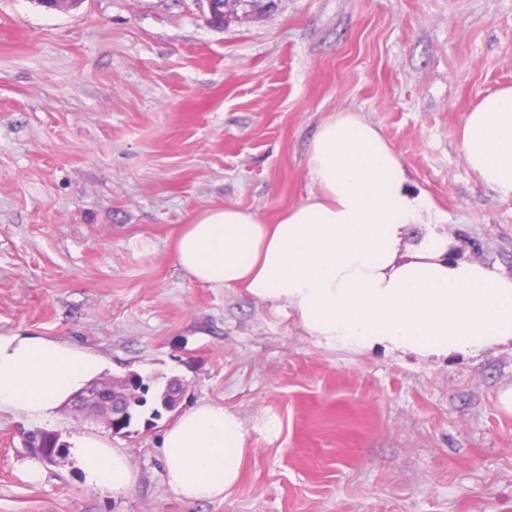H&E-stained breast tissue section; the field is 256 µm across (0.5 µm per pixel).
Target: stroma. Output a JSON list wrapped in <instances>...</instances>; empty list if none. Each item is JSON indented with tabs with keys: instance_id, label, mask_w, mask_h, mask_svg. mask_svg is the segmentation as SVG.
<instances>
[{
	"instance_id": "stroma-1",
	"label": "stroma",
	"mask_w": 512,
	"mask_h": 512,
	"mask_svg": "<svg viewBox=\"0 0 512 512\" xmlns=\"http://www.w3.org/2000/svg\"><path fill=\"white\" fill-rule=\"evenodd\" d=\"M206 16L200 0H0V334L81 346L106 378L183 386L175 410L121 434L70 403L48 422L1 411L0 512H512L511 343L431 359L333 349L171 260L202 209L272 223L305 201L309 143L347 109L447 214L452 256L512 276V200L459 147L467 113L512 85V0H276L221 29ZM203 402L249 436L215 502L176 496L160 451ZM43 432L55 460L28 445ZM82 434L129 455L132 493L86 484L69 448Z\"/></svg>"
}]
</instances>
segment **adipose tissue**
<instances>
[{
	"instance_id": "obj_1",
	"label": "adipose tissue",
	"mask_w": 512,
	"mask_h": 512,
	"mask_svg": "<svg viewBox=\"0 0 512 512\" xmlns=\"http://www.w3.org/2000/svg\"><path fill=\"white\" fill-rule=\"evenodd\" d=\"M464 159L481 182L512 199V86L467 113ZM310 196L277 223L224 206L200 212L174 236L172 259L201 285L246 288L275 302L331 348L424 359L476 355L512 342V276L451 257L436 233L443 216L414 191L390 143L350 111L324 121L307 152ZM102 369L89 351L32 335H0V411L53 419ZM247 432L222 405L201 403L166 429V480L188 501H220L238 482ZM91 486L130 492L129 457L96 435L75 438Z\"/></svg>"
}]
</instances>
